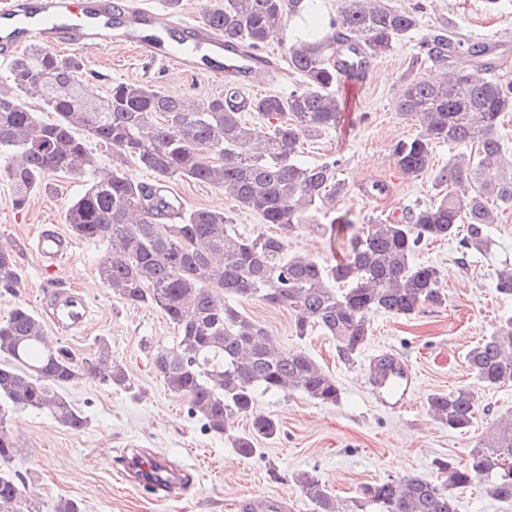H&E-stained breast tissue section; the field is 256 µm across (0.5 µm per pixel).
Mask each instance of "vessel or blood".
<instances>
[{
    "label": "vessel or blood",
    "instance_id": "obj_1",
    "mask_svg": "<svg viewBox=\"0 0 512 512\" xmlns=\"http://www.w3.org/2000/svg\"><path fill=\"white\" fill-rule=\"evenodd\" d=\"M81 40L90 49L112 45L138 48L156 65L176 62L193 71L200 56L226 61L219 74L230 87L264 85L272 63L261 54H239L236 45L196 20L176 18L166 8H138L130 0H0V58L9 59L18 47L31 44L57 46ZM42 271H56L70 255L73 243L58 229L39 231L26 243ZM46 320L56 331H82L90 318L87 294L60 288L43 299ZM415 385L409 363L393 358L373 386V396L384 407L406 405Z\"/></svg>",
    "mask_w": 512,
    "mask_h": 512
}]
</instances>
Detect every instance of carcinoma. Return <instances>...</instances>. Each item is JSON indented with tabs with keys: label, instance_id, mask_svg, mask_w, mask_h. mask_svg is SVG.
<instances>
[{
	"label": "carcinoma",
	"instance_id": "cac0c4a2",
	"mask_svg": "<svg viewBox=\"0 0 512 512\" xmlns=\"http://www.w3.org/2000/svg\"><path fill=\"white\" fill-rule=\"evenodd\" d=\"M317 12V0H224L207 11L211 29L249 50L262 49L272 31L293 24L288 69L302 85L286 96L233 91L184 101L126 81L100 96L89 86L82 58L42 47L14 56L10 86H0V175L12 187L13 207L24 208L50 173L89 178L67 208L66 223L79 238L107 243L99 276L113 294L158 309L177 327L176 345L153 357L166 389L187 398L215 434H224L234 416L252 417L249 432L234 440L244 458L256 451L255 440L280 434L278 421L254 413L259 396L299 392L333 406L341 389L301 347L276 346L239 300L287 307L295 336L319 329L336 343L337 357L351 362L367 343L372 314L407 319L444 303L440 270L415 261L424 243L458 236L464 251L481 252L493 244L498 209L512 207V152L499 135L501 117L512 112V82L496 77L498 62L479 42L468 46L476 70L454 68L460 43L439 30L429 42L448 72L439 81L417 77L404 86L399 112L419 131L394 144V164L402 175L417 176L429 169L440 143L465 144L473 153L436 170L438 198L399 218H373L359 229L344 215L334 218L330 230L344 239L336 264L288 256L285 239L347 190L338 159H300L304 142L342 117L348 92L337 90L338 63L348 52L385 57L418 25L415 12L386 0H341L321 27L307 26ZM31 99L55 119L42 120ZM248 112L265 120L263 130L248 122ZM92 140L111 150L112 165L96 157ZM130 158L152 179L129 174ZM174 177L223 191L278 232L243 235L222 211L186 209L168 187ZM21 282L16 249L1 245L0 295H16ZM495 287L512 295V264L497 270ZM0 356V512H38L26 480L3 468L16 448L4 408L44 411L78 431L87 420L66 398V385L83 373L116 386L128 378L105 342L82 359L49 345L42 321L20 301L0 322ZM466 365L485 388L512 380V315L468 351ZM426 406L442 425L462 431L474 424L478 395L470 388L436 392ZM508 460L512 412L465 462L437 461L439 479L413 475L365 484L348 509L456 512L455 491L474 484L512 500V474L503 469ZM297 482L315 512H341L319 477L303 472Z\"/></svg>",
	"mask_w": 512,
	"mask_h": 512
}]
</instances>
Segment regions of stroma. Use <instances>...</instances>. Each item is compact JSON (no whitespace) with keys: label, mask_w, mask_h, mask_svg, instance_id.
I'll list each match as a JSON object with an SVG mask.
<instances>
[{"label":"stroma","mask_w":512,"mask_h":512,"mask_svg":"<svg viewBox=\"0 0 512 512\" xmlns=\"http://www.w3.org/2000/svg\"><path fill=\"white\" fill-rule=\"evenodd\" d=\"M388 3L399 10H417L418 26L394 52L374 62L369 80L354 92L344 123L305 143V162L339 159L348 191L325 203L309 224L287 237L288 255L335 263L339 246L330 239L333 218L345 214L361 227L374 217H392L433 200L434 170L454 156V149L437 145L431 170L407 178L398 172L391 146L416 132L415 125L398 114L405 84L446 70L445 64L432 62L425 53L434 29L448 28L464 45L497 38L499 74L512 81V0H498L493 6L486 0ZM57 52L83 58L101 95L119 81L154 85L166 93L174 90L192 100L224 90L212 67L201 64L190 73L173 62L150 68L126 46L91 50L69 44ZM375 183L385 184L386 192L368 194ZM85 184L82 177L47 175L44 190L18 210L11 204L10 184L0 176V245L18 249L22 274L18 296L0 295V322L15 302L39 309L49 281L85 290L93 311L85 330L69 336L52 330L48 336L80 358L94 356L100 342H107L129 379L128 387H109L84 374L66 386L68 399L87 420L79 431L62 427L43 411L9 412L17 443L10 467L24 475L41 512H55L64 498L80 502L82 512H251L249 505L258 498L268 500L269 512H314L296 482L301 472L316 474L332 496L345 502L361 484L379 479H433L438 460L466 458L487 427L512 411V382L479 387L465 363L467 352L500 318L512 314V296L499 293L493 277L503 260L512 261V208L500 213L491 227L490 253H462L454 240L422 249L417 262L437 266L442 273L444 305L424 307L410 319L373 314L371 335L353 363L337 358L327 336L297 338L288 309L242 300L245 313L262 323L279 345L303 347L335 377L342 392L334 406L320 405L297 392L262 396L258 411L278 420L281 431L275 440L259 441L256 453L243 459L232 438L248 432L249 418L237 417L227 434H215L200 416L191 414L186 398L166 390L152 358L157 349L175 343L177 329L158 309L127 304L100 283L97 264L105 242L74 239L70 256L52 276L42 273L24 253V244L44 225L68 232L65 212ZM170 185L186 208L221 206L232 214L238 232L273 230L218 189L177 177ZM383 353L407 360L417 377L416 393L400 410L381 407L371 393L370 361ZM460 387L477 391L479 410L471 428L455 431L428 415L426 399ZM134 452L168 458L176 469L191 475L190 490L157 500L124 482L120 459Z\"/></svg>","instance_id":"stroma-1"}]
</instances>
